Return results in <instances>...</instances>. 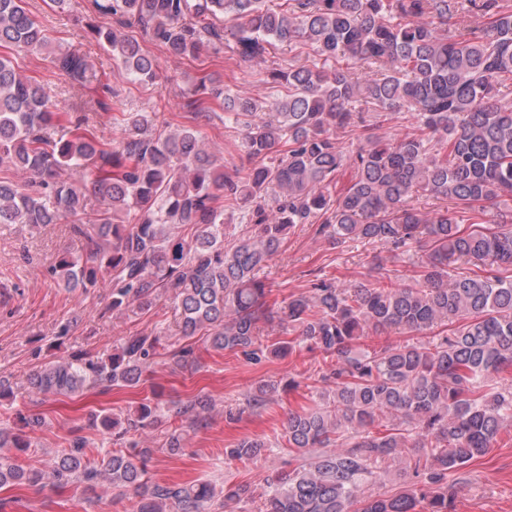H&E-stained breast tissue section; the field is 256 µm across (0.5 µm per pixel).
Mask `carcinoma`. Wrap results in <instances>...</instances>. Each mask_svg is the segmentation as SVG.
Returning <instances> with one entry per match:
<instances>
[{
  "label": "carcinoma",
  "mask_w": 512,
  "mask_h": 512,
  "mask_svg": "<svg viewBox=\"0 0 512 512\" xmlns=\"http://www.w3.org/2000/svg\"><path fill=\"white\" fill-rule=\"evenodd\" d=\"M120 23L152 32L171 57L193 55L215 35L211 20L229 17L230 52L261 61L270 49L307 48L346 68L291 65L267 78L287 94L273 103L224 96V121L236 126L241 152L253 162L224 171L200 132L155 129L147 112H120L122 136L98 139L90 116L54 138L59 122L50 95L0 55V169L30 174L21 185L0 176V224H66L77 246L51 268L58 285L88 293L110 288L114 312L147 311L171 294L179 333L208 332L216 350L258 362L285 354L291 341L263 345L260 325L292 327L308 350L336 356L311 408L288 413L286 437L295 467L270 486L261 512H449L448 476L482 456L512 426V222L484 217L499 198L512 199V0H95ZM477 13L480 29L448 31V19ZM138 80L159 78L155 59L134 37L92 27ZM47 52L81 93L99 79L84 56L55 53L26 0H0V47ZM409 114L414 131H382ZM355 145L346 153L337 135ZM349 167V184L336 175ZM90 178L101 208L87 211L86 189L61 177ZM438 202L423 213L413 197ZM224 203H219V199ZM237 207L251 234L231 238L224 206ZM468 214L473 230L460 229ZM297 224L338 247L349 240L392 252L425 253L417 279L358 281L339 289L313 279L307 291L278 305L259 271ZM195 227L190 240L174 230ZM478 263L486 274L457 272ZM464 319L465 323L448 328ZM433 347L406 343L363 348L359 340L388 331L422 335L436 327ZM166 351L174 364L195 363L192 344L131 336L100 356L72 353L28 378V394L68 395L90 388H135ZM279 383L247 399L259 409ZM213 408L205 395L170 411L195 431ZM158 394L126 414L97 415L104 433L123 439L158 423ZM25 452L23 433L0 427V449ZM268 443L243 438L228 458L252 461ZM401 448L426 452L406 458ZM152 448L99 455L83 437L57 455L52 485L82 484L92 492L107 477L133 512H218L252 498L249 486L209 481L161 484L147 476ZM400 463L419 481L391 496L361 498L380 464ZM46 475L0 456V488L44 484Z\"/></svg>",
  "instance_id": "cac0c4a2"
}]
</instances>
